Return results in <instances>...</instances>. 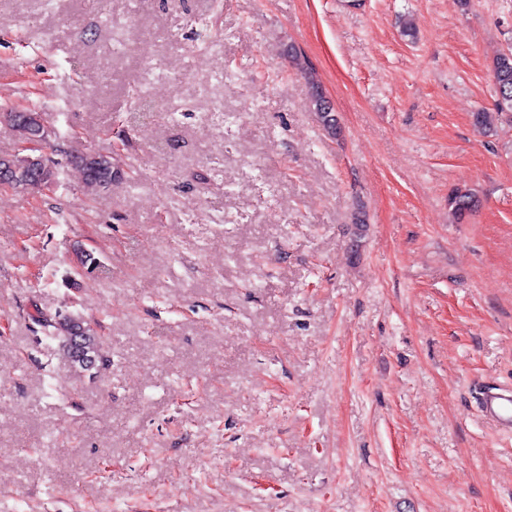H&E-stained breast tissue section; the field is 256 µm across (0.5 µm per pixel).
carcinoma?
<instances>
[{
    "label": "carcinoma",
    "mask_w": 512,
    "mask_h": 512,
    "mask_svg": "<svg viewBox=\"0 0 512 512\" xmlns=\"http://www.w3.org/2000/svg\"><path fill=\"white\" fill-rule=\"evenodd\" d=\"M494 81L496 101L494 111L480 110L473 113V122L488 133L495 131L502 114L512 112V53L501 54L495 62ZM310 101L323 129L335 136L340 132V125L331 102L322 93L320 84L308 77ZM94 163L99 170L91 172L81 167L83 182L91 190L100 188L99 180L106 178L113 168L112 157L96 155ZM32 169L22 163L15 164L13 171L14 188L32 189ZM479 206V198L468 190L455 189L448 196V207L457 222H462L467 215ZM53 335L59 340V350L69 366L79 372L107 367L112 361L103 355L101 326L95 320L81 317L64 318L53 325Z\"/></svg>",
    "instance_id": "carcinoma-1"
}]
</instances>
